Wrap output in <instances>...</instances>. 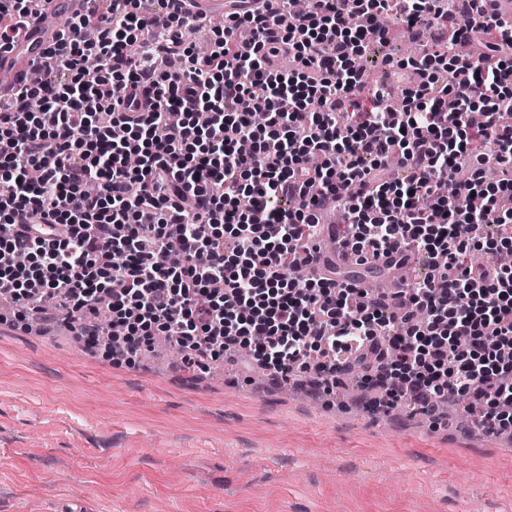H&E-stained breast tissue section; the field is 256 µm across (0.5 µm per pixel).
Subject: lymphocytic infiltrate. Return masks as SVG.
Here are the masks:
<instances>
[{
	"label": "lymphocytic infiltrate",
	"mask_w": 512,
	"mask_h": 512,
	"mask_svg": "<svg viewBox=\"0 0 512 512\" xmlns=\"http://www.w3.org/2000/svg\"><path fill=\"white\" fill-rule=\"evenodd\" d=\"M144 1L71 19L0 112V299L50 304L88 345L118 325L129 358L162 336L189 369L226 357L328 390L354 374L395 403L464 397L479 429L511 425L512 265L497 256L512 239L489 229L512 223V16L490 0H276L229 13L199 56L193 18L148 0L153 22ZM393 18L439 33L404 61L416 79L397 114L354 65ZM283 45L292 66H272ZM323 209L343 212L354 255L392 259L398 287L368 299L289 272L287 253L309 268Z\"/></svg>",
	"instance_id": "f902f5d3"
}]
</instances>
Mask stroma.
Listing matches in <instances>:
<instances>
[{
    "label": "stroma",
    "mask_w": 512,
    "mask_h": 512,
    "mask_svg": "<svg viewBox=\"0 0 512 512\" xmlns=\"http://www.w3.org/2000/svg\"><path fill=\"white\" fill-rule=\"evenodd\" d=\"M392 23L361 64L392 95ZM0 512H512V432L462 406L431 419L237 369L135 364L51 329L0 321Z\"/></svg>",
    "instance_id": "35a3bbf8"
}]
</instances>
